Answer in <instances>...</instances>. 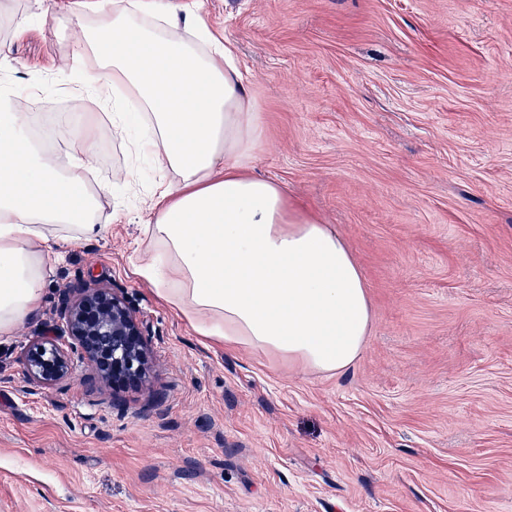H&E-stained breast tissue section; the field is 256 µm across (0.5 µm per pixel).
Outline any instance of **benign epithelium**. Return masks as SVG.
<instances>
[{"instance_id": "obj_1", "label": "benign epithelium", "mask_w": 512, "mask_h": 512, "mask_svg": "<svg viewBox=\"0 0 512 512\" xmlns=\"http://www.w3.org/2000/svg\"><path fill=\"white\" fill-rule=\"evenodd\" d=\"M63 324L33 340L26 352L27 380L36 390L52 389L73 374L70 351L114 386L146 379L148 345L143 323L122 296L94 281L62 292Z\"/></svg>"}]
</instances>
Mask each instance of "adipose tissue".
<instances>
[{
	"label": "adipose tissue",
	"instance_id": "ef3b65f1",
	"mask_svg": "<svg viewBox=\"0 0 512 512\" xmlns=\"http://www.w3.org/2000/svg\"><path fill=\"white\" fill-rule=\"evenodd\" d=\"M202 9V0H98L102 21L82 26L80 42L100 62L82 87L118 88L111 119L36 134L28 113H0V337L40 308L63 231L100 232L84 174L99 142L129 134L135 152L175 176L146 203L137 275L197 336L342 374L372 324L360 269L336 230L253 174L262 117L233 44ZM61 135L65 151L51 150Z\"/></svg>",
	"mask_w": 512,
	"mask_h": 512
}]
</instances>
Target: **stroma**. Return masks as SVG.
I'll return each mask as SVG.
<instances>
[{
    "mask_svg": "<svg viewBox=\"0 0 512 512\" xmlns=\"http://www.w3.org/2000/svg\"><path fill=\"white\" fill-rule=\"evenodd\" d=\"M263 116L256 174L337 227L372 328L339 376L196 336L134 273L164 173L103 140L102 236L49 261L42 307L0 338V512H512V0H204ZM0 88L59 123L97 112V67L54 0H12ZM122 293L147 330V385L72 353L47 391L29 341L64 288Z\"/></svg>",
    "mask_w": 512,
    "mask_h": 512,
    "instance_id": "stroma-1",
    "label": "stroma"
}]
</instances>
